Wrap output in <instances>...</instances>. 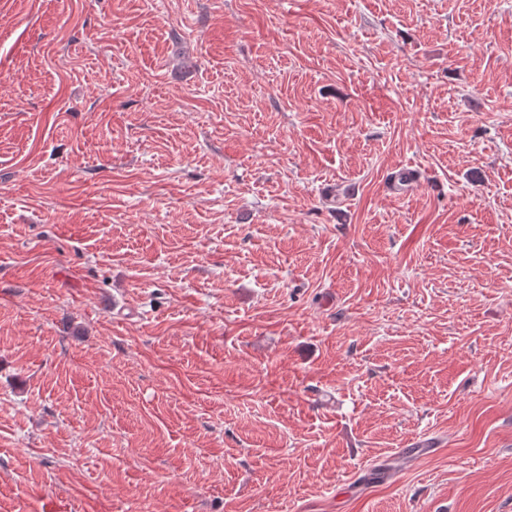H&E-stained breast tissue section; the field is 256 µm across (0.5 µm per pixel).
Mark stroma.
<instances>
[{
  "label": "stroma",
  "mask_w": 512,
  "mask_h": 512,
  "mask_svg": "<svg viewBox=\"0 0 512 512\" xmlns=\"http://www.w3.org/2000/svg\"><path fill=\"white\" fill-rule=\"evenodd\" d=\"M0 512H512V0H0Z\"/></svg>",
  "instance_id": "stroma-1"
}]
</instances>
